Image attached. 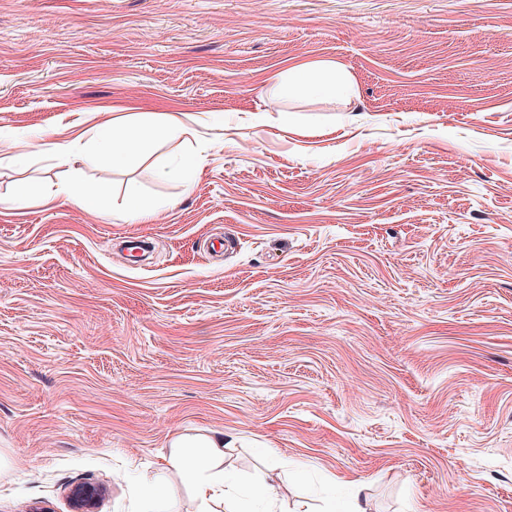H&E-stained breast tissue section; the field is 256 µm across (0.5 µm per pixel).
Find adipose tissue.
Here are the masks:
<instances>
[{"label":"adipose tissue","instance_id":"obj_1","mask_svg":"<svg viewBox=\"0 0 512 512\" xmlns=\"http://www.w3.org/2000/svg\"><path fill=\"white\" fill-rule=\"evenodd\" d=\"M267 93L275 98L309 95L349 100L356 89L340 65L317 61L288 66L271 79ZM187 136L195 140L192 151L183 155L178 163L160 168L159 174L188 188L197 180L202 160L214 142L196 136L193 128L171 115L125 112L118 118L102 120L89 132L85 158L102 166L129 168L139 164L153 148ZM109 193L108 186L88 184L75 172L55 188L18 195L11 198L10 204L24 208L62 198L83 211L95 213L104 207ZM224 447V435L220 432L181 434L172 442L169 465L202 503L223 505L225 512H248L244 499L224 474Z\"/></svg>","mask_w":512,"mask_h":512}]
</instances>
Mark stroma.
Returning <instances> with one entry per match:
<instances>
[{
  "mask_svg": "<svg viewBox=\"0 0 512 512\" xmlns=\"http://www.w3.org/2000/svg\"><path fill=\"white\" fill-rule=\"evenodd\" d=\"M321 60L351 101L264 94ZM128 106L220 140L191 188L179 141L80 163L98 213L0 167V512H133L198 431L287 512H512V0H0L1 132ZM110 190L104 184L91 185L84 182L78 172H73L55 188L39 190L33 194H21L6 201L15 208H24L33 203L47 204L55 199L63 198L75 207L90 213L100 211L106 204ZM126 220L145 223L152 219L156 213L170 205L169 200L146 202L143 200L140 188L136 183H129L125 190Z\"/></svg>",
  "mask_w": 512,
  "mask_h": 512,
  "instance_id": "stroma-1",
  "label": "stroma"
}]
</instances>
